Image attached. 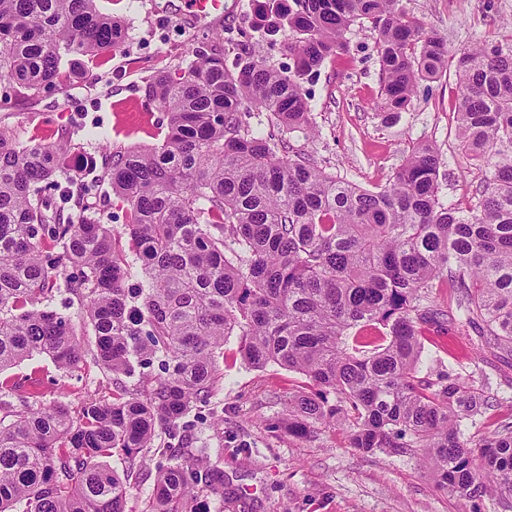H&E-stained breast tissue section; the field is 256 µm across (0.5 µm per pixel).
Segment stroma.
I'll list each match as a JSON object with an SVG mask.
<instances>
[{
    "instance_id": "stroma-1",
    "label": "stroma",
    "mask_w": 512,
    "mask_h": 512,
    "mask_svg": "<svg viewBox=\"0 0 512 512\" xmlns=\"http://www.w3.org/2000/svg\"><path fill=\"white\" fill-rule=\"evenodd\" d=\"M234 10L220 31L184 25L186 0H100L106 13L128 29L126 42L90 66L84 80L22 101H0V126L19 142L34 144L70 132L78 153L99 157L105 144L116 148L150 146L167 132L165 112L149 104L142 92L155 72L189 63L197 48L224 50L234 61L240 42L252 55L278 70L293 63L288 31L260 26L255 0H223ZM426 29L444 37L451 55L482 41L512 34V0H402ZM370 23L347 32L346 50L326 60L307 82L314 134H287L290 146L312 154L327 172L375 189L388 183L413 144L437 145L441 194L446 201L473 196L482 172L459 145L453 107L454 71L421 81L399 119H386L380 74ZM223 376L212 404L191 412L187 439L207 444L210 464L224 474V494L199 495L205 512H503L494 501L472 503L437 490L422 466L424 449L406 453L352 448L342 426L313 423L306 438L287 428L272 430L285 412L288 394L302 375L276 364L247 365L238 341L229 338L220 364ZM39 371L42 405L61 400L78 405L96 394L104 380L94 364L78 375L59 371L44 356L8 369L19 380ZM419 376L438 380L470 378L488 384L497 403L484 415L462 423L465 438L476 442L501 422H512V354L492 349L467 327L444 335L427 333Z\"/></svg>"
}]
</instances>
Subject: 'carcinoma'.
Wrapping results in <instances>:
<instances>
[{"label":"carcinoma","mask_w":512,"mask_h":512,"mask_svg":"<svg viewBox=\"0 0 512 512\" xmlns=\"http://www.w3.org/2000/svg\"><path fill=\"white\" fill-rule=\"evenodd\" d=\"M258 15L288 23V73L195 51L142 87L166 112L163 143L82 157L75 183L59 181L71 140L24 145L0 128V372L37 355L79 371L86 351L66 312L77 303L111 380L75 409L39 406L35 379L28 391L0 382V512H126L129 475L103 459L133 462L159 435L178 437L216 395L231 336L248 365L306 379L288 396L289 434L331 419L362 452L423 448L438 488L509 508L512 423L474 445L461 431L494 395L417 372L428 326L461 324L512 352V40L459 54L457 137L482 170L462 205L441 196L432 143L372 191L248 121L265 112L312 129L303 83L361 21L375 33L383 110L402 112L418 81L447 72L444 38L402 0H263ZM126 38L99 0H0V88L16 100L56 89ZM99 183L125 209L122 236L87 202ZM440 285L448 309L429 299ZM207 458L202 446L158 462L145 512H199L198 494L224 493Z\"/></svg>","instance_id":"obj_1"}]
</instances>
